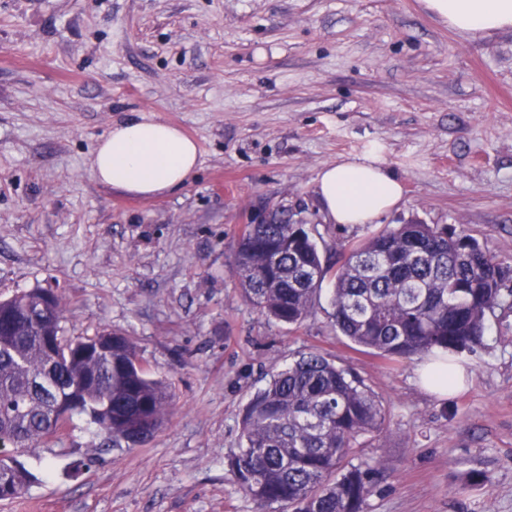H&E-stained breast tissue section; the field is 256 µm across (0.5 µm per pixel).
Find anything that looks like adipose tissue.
Returning <instances> with one entry per match:
<instances>
[{"instance_id": "adipose-tissue-1", "label": "adipose tissue", "mask_w": 512, "mask_h": 512, "mask_svg": "<svg viewBox=\"0 0 512 512\" xmlns=\"http://www.w3.org/2000/svg\"><path fill=\"white\" fill-rule=\"evenodd\" d=\"M426 8L464 37L512 31V0H425ZM195 140L177 127L144 116L112 127L90 156L88 171L98 183L142 197L173 193L199 167ZM316 193L327 221L371 224L397 206L400 180L374 159L343 158L326 165Z\"/></svg>"}]
</instances>
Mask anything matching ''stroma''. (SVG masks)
I'll return each mask as SVG.
<instances>
[{"mask_svg": "<svg viewBox=\"0 0 512 512\" xmlns=\"http://www.w3.org/2000/svg\"><path fill=\"white\" fill-rule=\"evenodd\" d=\"M145 115L200 150L176 192L126 195L87 171L97 140ZM372 157L403 198L375 224L326 221L336 160ZM304 221L323 256L398 224H448L512 265V33L465 38L422 0H0V300L44 288L76 338L129 336L172 395L146 443L107 447L75 418L18 459L37 477L0 512H285L225 464L272 373L317 351L387 410L352 464L384 461L365 512H512V312L458 354L467 388L418 383L336 335L333 283L292 327L230 272L244 225ZM482 472L487 485H467Z\"/></svg>", "mask_w": 512, "mask_h": 512, "instance_id": "35a3bbf8", "label": "stroma"}]
</instances>
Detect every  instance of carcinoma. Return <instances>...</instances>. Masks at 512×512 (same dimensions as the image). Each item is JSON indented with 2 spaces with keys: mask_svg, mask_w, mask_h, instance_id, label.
<instances>
[{
  "mask_svg": "<svg viewBox=\"0 0 512 512\" xmlns=\"http://www.w3.org/2000/svg\"><path fill=\"white\" fill-rule=\"evenodd\" d=\"M231 272L259 312L299 326L320 283L333 280L336 333L391 360L434 350L472 351L487 316L512 307V266L446 225L400 224L349 246L326 264L305 224H255L237 242ZM42 288L0 300V438L16 449L63 433L73 416L134 447L161 426L172 406L168 386L149 377L134 342L107 332L63 335L61 300L42 304ZM59 355L51 358L44 338ZM382 400L363 379L318 352L273 374L246 403L242 445L226 457L239 490L256 504L290 512H363L377 457L347 463L358 439L381 431ZM36 476L14 461L0 496L23 497Z\"/></svg>",
  "mask_w": 512,
  "mask_h": 512,
  "instance_id": "obj_1",
  "label": "carcinoma"
}]
</instances>
